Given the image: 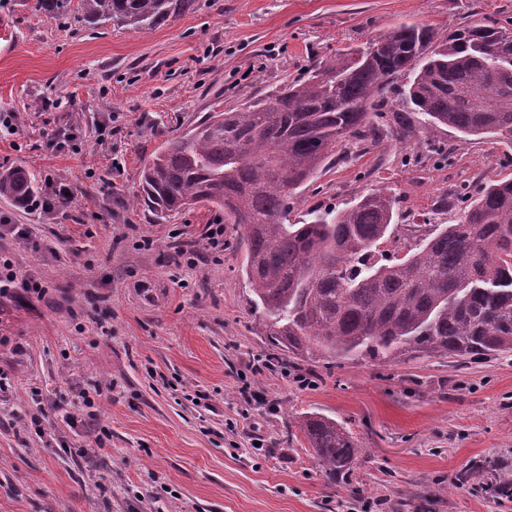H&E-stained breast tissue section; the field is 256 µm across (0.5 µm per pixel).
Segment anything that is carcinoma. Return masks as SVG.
<instances>
[{
	"label": "carcinoma",
	"instance_id": "obj_1",
	"mask_svg": "<svg viewBox=\"0 0 512 512\" xmlns=\"http://www.w3.org/2000/svg\"><path fill=\"white\" fill-rule=\"evenodd\" d=\"M200 0H39L63 27L110 24L150 31ZM407 83L398 85L400 79ZM445 128L462 141L512 147V18L483 15L448 35L429 24L390 26L365 47L317 59L303 79L266 98L207 113L155 151L135 200L163 218L196 203L245 228L244 275L272 347L292 359L325 353L391 361L512 351V178L448 195L451 224L399 249L396 195L372 189L352 205L290 222L301 189L357 140L434 147ZM38 192L21 168L0 172V199ZM310 455L347 477L362 449L336 420L299 419ZM512 499V479L462 472Z\"/></svg>",
	"mask_w": 512,
	"mask_h": 512
}]
</instances>
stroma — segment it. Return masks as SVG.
I'll return each instance as SVG.
<instances>
[{
  "mask_svg": "<svg viewBox=\"0 0 512 512\" xmlns=\"http://www.w3.org/2000/svg\"><path fill=\"white\" fill-rule=\"evenodd\" d=\"M512 0H201L155 30L71 31L37 0H0V171L70 186L0 199V258L42 294L0 298V512H512L482 462L512 476V353L493 359L271 361L242 273L244 229L197 204L167 218L130 206L161 144L214 107L304 78L397 23L448 34ZM450 162L410 145L347 143L294 214L383 187L403 223L454 186L512 176V150L436 134ZM224 227V249L202 238ZM335 419L366 455L332 480L288 427ZM484 467L475 466L469 470L462 472L458 478V483L460 486L466 485L468 483L476 482L478 480L486 481V485L495 484V488L497 489L498 494L505 498L512 499V479H508L502 475H484Z\"/></svg>",
  "mask_w": 512,
  "mask_h": 512,
  "instance_id": "35a3bbf8",
  "label": "stroma"
}]
</instances>
